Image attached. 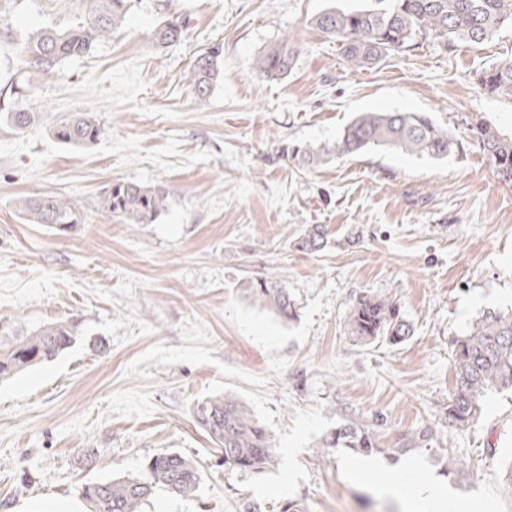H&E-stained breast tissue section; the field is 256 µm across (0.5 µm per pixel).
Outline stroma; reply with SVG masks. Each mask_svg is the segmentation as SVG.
Instances as JSON below:
<instances>
[{"label":"stroma","instance_id":"stroma-1","mask_svg":"<svg viewBox=\"0 0 512 512\" xmlns=\"http://www.w3.org/2000/svg\"><path fill=\"white\" fill-rule=\"evenodd\" d=\"M374 0H134L124 26L58 77L33 83L45 111L19 133L0 121V345L40 327L78 324L74 345L0 380V512H88L85 485L143 474L150 458L196 459L200 486L157 490L144 512H410L383 490L408 459L468 506L512 512V390L487 393L480 418L449 426L450 341L484 311L512 307V186L474 145L479 117L512 133V99L476 75L512 61V27L452 49L428 39L373 68L350 70L336 40L311 25L331 7ZM90 0H0V85L29 69L24 43L42 27L83 22ZM185 39L156 50L164 19ZM292 36L293 71L259 78L255 59ZM220 48L206 103L194 58ZM424 112L463 147L443 158L375 147L304 166L292 154L334 142L364 112ZM90 112L100 140L72 147L54 124ZM116 179L162 183L169 206L131 226L101 204ZM73 200L63 232L27 223L16 198ZM328 229L317 253L295 244ZM248 276L285 283L297 304L283 322L238 293ZM395 299L413 326L398 345L353 344L346 314L359 293ZM242 397L275 444L262 473L225 466L194 421L198 400ZM372 428L380 467L323 452L340 425Z\"/></svg>","mask_w":512,"mask_h":512}]
</instances>
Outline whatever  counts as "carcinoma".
<instances>
[{"instance_id": "cac0c4a2", "label": "carcinoma", "mask_w": 512, "mask_h": 512, "mask_svg": "<svg viewBox=\"0 0 512 512\" xmlns=\"http://www.w3.org/2000/svg\"><path fill=\"white\" fill-rule=\"evenodd\" d=\"M131 8L130 0H91V9L81 25L70 29L42 28L23 46L31 67L47 77L56 76L68 58L87 54L121 27ZM313 24L341 45L347 65L353 70L378 64L384 57L406 51L419 42L441 40L448 49L456 42L480 44L512 24V0H375L370 9L328 8ZM187 27L167 18L156 27L158 48L169 47L185 36ZM301 44L288 37L264 50L256 59V72L267 80H281L295 67ZM220 51L198 56L192 66V85L199 101H206L217 81ZM476 81L490 97L512 99V62L480 71ZM42 105L24 75L0 88V117L20 132L30 129L40 117ZM473 143L495 169L499 179L512 185V134L477 119L471 126ZM53 137L71 146H87L100 137L97 120L78 113L53 127ZM371 147H392L409 154L442 158L460 150L458 140L421 112H368L347 124L331 144L306 145L296 155L308 165L326 157L349 155ZM106 213L122 224H151L168 207V191L157 183L143 185L117 180L103 192ZM16 208L31 224H49L61 231L80 223L76 205L61 196L43 195L17 200ZM325 229L312 224L302 234L298 247L319 252L327 246ZM240 295L273 313L284 322L296 317L288 287L271 277L245 280ZM353 342L392 344L410 335V324L400 304L386 296L361 293L349 306L346 318ZM76 341V324L57 322L15 340L0 351V379L10 377L53 359ZM455 385L444 408L448 425L464 427L481 414L486 393L494 388H512V310H489L476 320L468 334L452 339ZM195 420L213 443L224 451V464L253 473L263 472L273 461L275 448L267 430L236 395L226 393L197 403ZM322 448H349L359 454L375 449L369 428L356 422L332 430ZM199 463L181 452H163L152 457L141 476L108 479L82 488L89 512H143L154 490L163 487L180 495L194 494L199 486Z\"/></svg>"}]
</instances>
